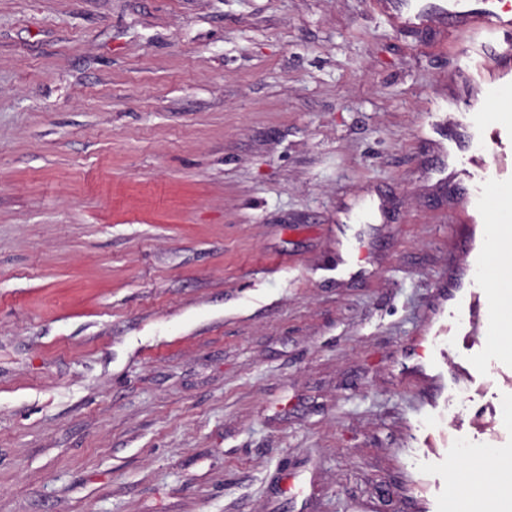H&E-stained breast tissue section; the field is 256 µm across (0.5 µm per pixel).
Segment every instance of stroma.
Masks as SVG:
<instances>
[{
  "label": "stroma",
  "mask_w": 512,
  "mask_h": 512,
  "mask_svg": "<svg viewBox=\"0 0 512 512\" xmlns=\"http://www.w3.org/2000/svg\"><path fill=\"white\" fill-rule=\"evenodd\" d=\"M382 2L0 0V512H469L458 443L512 468L471 262L512 183L461 224L448 177L506 43Z\"/></svg>",
  "instance_id": "stroma-1"
}]
</instances>
